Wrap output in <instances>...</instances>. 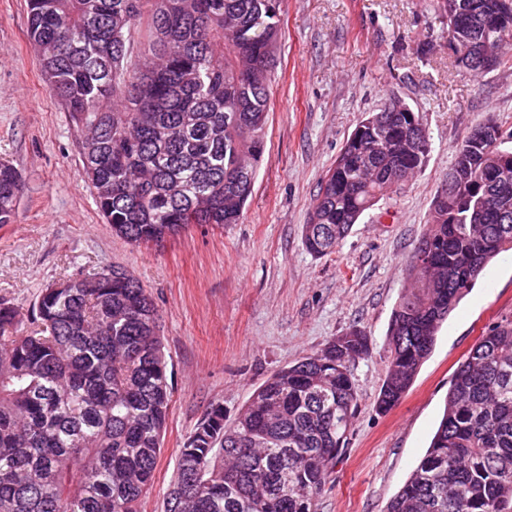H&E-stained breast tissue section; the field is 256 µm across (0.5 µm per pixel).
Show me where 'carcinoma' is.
<instances>
[{"mask_svg":"<svg viewBox=\"0 0 512 512\" xmlns=\"http://www.w3.org/2000/svg\"><path fill=\"white\" fill-rule=\"evenodd\" d=\"M456 54L505 62L512 0H439ZM41 73L68 112L96 206L112 231L158 244L190 224H236L266 145L279 0H27ZM420 113L393 97L369 112L325 174L302 227L315 257L420 171ZM512 148L488 118L455 150L387 332L376 401L395 407L435 336L488 263L512 250ZM21 177L0 163V224ZM37 328L0 298V512H139L169 415L158 311L114 266L52 283ZM352 328L275 372L231 424L214 404L180 450L165 512H315L358 410ZM387 512H512V319L456 367L431 442Z\"/></svg>","mask_w":512,"mask_h":512,"instance_id":"1","label":"carcinoma"}]
</instances>
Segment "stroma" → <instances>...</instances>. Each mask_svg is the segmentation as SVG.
<instances>
[{"label":"stroma","instance_id":"stroma-1","mask_svg":"<svg viewBox=\"0 0 512 512\" xmlns=\"http://www.w3.org/2000/svg\"><path fill=\"white\" fill-rule=\"evenodd\" d=\"M433 3L281 0L266 150L241 219L137 246L113 234L95 205L67 114L27 37V0H0V161L22 179L15 221L0 225V296L26 322L47 284L115 265L151 295L171 403L140 512H165L179 451L211 404L233 420L272 373L354 327L370 341L353 370L358 413L316 512H387L430 443L454 369L512 318L504 253L442 324L400 403L376 411L392 310L455 150L489 117L512 132V60L479 75L458 64ZM392 96L422 115L426 162L335 253L314 258L302 226L318 185L366 113Z\"/></svg>","mask_w":512,"mask_h":512}]
</instances>
